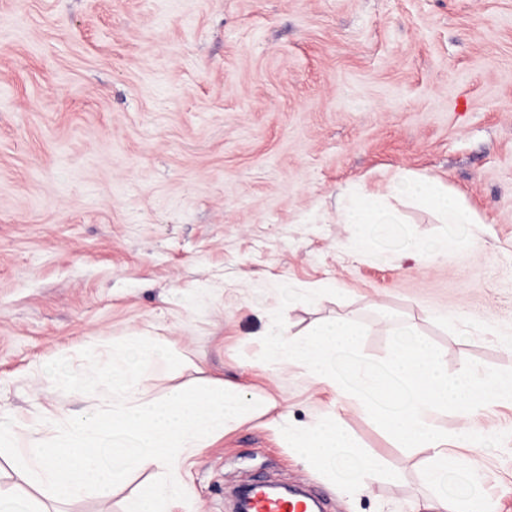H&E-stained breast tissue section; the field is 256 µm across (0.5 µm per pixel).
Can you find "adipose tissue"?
<instances>
[{
	"mask_svg": "<svg viewBox=\"0 0 512 512\" xmlns=\"http://www.w3.org/2000/svg\"><path fill=\"white\" fill-rule=\"evenodd\" d=\"M394 188L399 193L416 196L423 204L439 212L445 223L470 224L474 221L472 213L449 196L447 186L438 179H413L399 173L395 176ZM277 425L284 446L294 449L304 460L318 463L356 452L339 416H332L312 426H299L283 414L279 416Z\"/></svg>",
	"mask_w": 512,
	"mask_h": 512,
	"instance_id": "1",
	"label": "adipose tissue"
}]
</instances>
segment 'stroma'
<instances>
[{"label": "stroma", "mask_w": 512, "mask_h": 512, "mask_svg": "<svg viewBox=\"0 0 512 512\" xmlns=\"http://www.w3.org/2000/svg\"><path fill=\"white\" fill-rule=\"evenodd\" d=\"M400 171L439 177L475 223L391 195ZM367 190L400 221L364 240L339 212ZM280 284L336 294L284 307ZM279 308L292 334L364 323L372 359L404 324L449 372L512 368V0H0V410L23 431L91 413L96 396L44 365L82 371L84 348L104 361L154 336L182 364L152 361L151 397L220 381L298 425L337 414L386 469L354 495L254 414L178 459L188 499L168 512H233L257 474L326 512H413L433 495L424 450L303 368L260 361ZM438 425L512 435V403ZM459 452L492 512H512V438ZM155 478L138 468L77 501L33 487L30 505L125 512Z\"/></svg>", "instance_id": "obj_1"}]
</instances>
